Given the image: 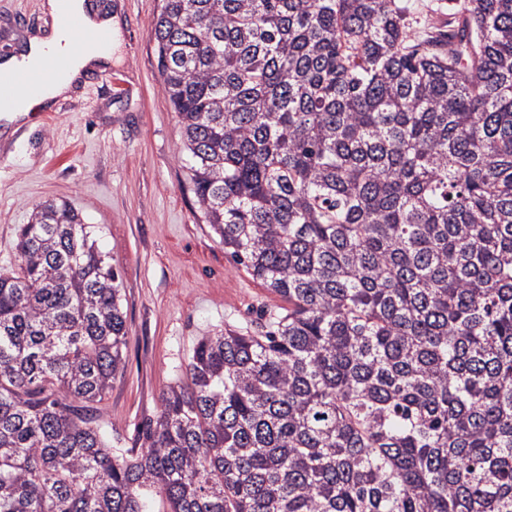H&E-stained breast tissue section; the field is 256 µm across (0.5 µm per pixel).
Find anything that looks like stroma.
<instances>
[{
    "label": "stroma",
    "instance_id": "stroma-1",
    "mask_svg": "<svg viewBox=\"0 0 512 512\" xmlns=\"http://www.w3.org/2000/svg\"><path fill=\"white\" fill-rule=\"evenodd\" d=\"M119 19L118 58L47 106L51 122L0 130V268L43 200L71 203L122 278L126 371L102 404L113 446L141 428L181 377L197 340L258 331L281 299L237 265L198 205L179 155L182 130L162 90L152 22L160 0H102ZM414 30L453 19L454 0H402ZM47 0H0V57L50 29Z\"/></svg>",
    "mask_w": 512,
    "mask_h": 512
}]
</instances>
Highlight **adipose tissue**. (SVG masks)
I'll return each mask as SVG.
<instances>
[{
    "label": "adipose tissue",
    "mask_w": 512,
    "mask_h": 512,
    "mask_svg": "<svg viewBox=\"0 0 512 512\" xmlns=\"http://www.w3.org/2000/svg\"><path fill=\"white\" fill-rule=\"evenodd\" d=\"M72 11L83 20L82 32H74L63 26H53L48 37H32L27 46L16 55L0 59V74H10L17 69L37 67L45 55L53 54L65 59L66 66L57 78L37 91L29 94L24 104L16 109L4 111L0 119L12 125L23 122L30 112L47 106L51 100L74 91L81 75L91 66L108 65L112 62V49L105 46L94 53L81 52L79 38H90L101 29L117 34L118 27L110 17L92 12L84 0H71Z\"/></svg>",
    "instance_id": "1"
}]
</instances>
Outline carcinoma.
Returning <instances> with one entry per match:
<instances>
[{
	"label": "carcinoma",
	"instance_id": "carcinoma-1",
	"mask_svg": "<svg viewBox=\"0 0 512 512\" xmlns=\"http://www.w3.org/2000/svg\"><path fill=\"white\" fill-rule=\"evenodd\" d=\"M153 26L202 222L288 307L200 337L116 448L122 281L36 204L0 269V512H512V0L426 35L398 0Z\"/></svg>",
	"mask_w": 512,
	"mask_h": 512
}]
</instances>
